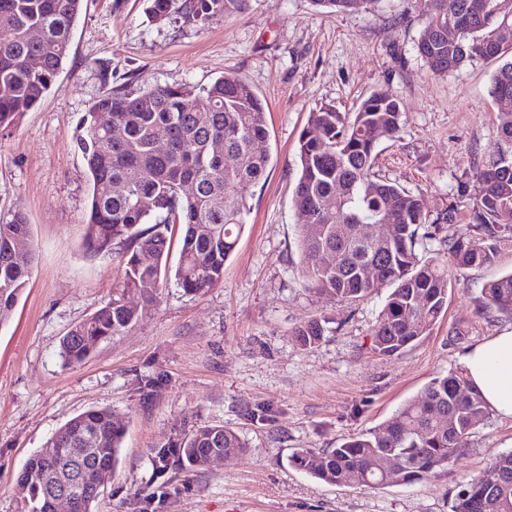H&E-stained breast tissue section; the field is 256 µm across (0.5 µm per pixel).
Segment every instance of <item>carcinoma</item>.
I'll list each match as a JSON object with an SVG mask.
<instances>
[{
  "instance_id": "carcinoma-1",
  "label": "carcinoma",
  "mask_w": 512,
  "mask_h": 512,
  "mask_svg": "<svg viewBox=\"0 0 512 512\" xmlns=\"http://www.w3.org/2000/svg\"><path fill=\"white\" fill-rule=\"evenodd\" d=\"M243 0H149L154 20L181 14L184 23L204 25L241 8ZM379 0H312L328 13L368 10ZM417 53L435 75L477 59L499 60L490 94L499 107L500 143L495 159L474 177L479 194L473 210L478 236L448 239V255L419 258L432 236L420 196L383 180L374 171L377 143L400 131L402 112L391 93L375 91L353 112L333 105L311 112L298 139L299 175L292 206L299 218L300 270L315 290L356 303L388 289L371 331V349L394 356L427 335L448 302V265H490L501 228L512 224V0H434ZM83 0H0V132L16 128L53 85L71 47V29ZM456 29L450 41L439 31ZM36 58L39 65L30 60ZM108 120H101V116ZM265 106L239 74L226 72L207 86L156 85L116 91L94 100L80 119L76 147L92 193L87 203L86 249L124 245L123 276L112 299L62 338L63 365L85 361L109 336L131 328L143 310L125 300L138 295L151 306L172 281L186 294H199L224 276V265L244 230L249 211L245 192L266 176L272 161ZM165 142L168 148L158 151ZM223 144V154L214 144ZM247 164L240 166L237 159ZM103 182L111 192L99 190ZM194 187L190 194L185 187ZM334 206L328 210L327 201ZM362 224H389V235L359 234ZM179 233V258L168 261L170 231ZM148 252L153 262H142ZM36 250L25 214L0 212V323L23 292ZM484 309L512 316V273L484 285ZM326 318L311 319L294 335L303 347L321 343ZM448 416V428L436 423ZM488 418L480 396L458 373L438 375L399 409L397 418L359 433L331 450L301 449L293 463L315 479L343 485L354 473L361 484H388L383 463L395 460L400 484L425 480L466 447L473 430ZM123 423L107 408L89 409L59 427L45 448L26 462L18 480L24 512H54L50 487L82 497V512L96 498L86 492L104 483L120 461ZM226 452H242L245 440L221 424L199 427L175 448L155 451L170 463L204 468L202 449L214 438ZM506 478L498 510L485 508L482 491L491 473ZM463 486L452 512H512V450L493 455L484 472Z\"/></svg>"
}]
</instances>
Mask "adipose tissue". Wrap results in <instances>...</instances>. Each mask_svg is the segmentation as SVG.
<instances>
[{"label": "adipose tissue", "instance_id": "obj_1", "mask_svg": "<svg viewBox=\"0 0 512 512\" xmlns=\"http://www.w3.org/2000/svg\"><path fill=\"white\" fill-rule=\"evenodd\" d=\"M458 363L487 409L512 420V329L468 347Z\"/></svg>", "mask_w": 512, "mask_h": 512}]
</instances>
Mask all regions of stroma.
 Returning <instances> with one entry per match:
<instances>
[{"instance_id": "stroma-1", "label": "stroma", "mask_w": 512, "mask_h": 512, "mask_svg": "<svg viewBox=\"0 0 512 512\" xmlns=\"http://www.w3.org/2000/svg\"><path fill=\"white\" fill-rule=\"evenodd\" d=\"M146 0H84L71 48L41 103L0 135V210L21 209L36 261L10 318L0 324V512H20L17 478L28 457L66 421L110 409L125 425L120 464L95 512H451L459 485L492 455L512 450V420L497 416L437 475L371 488L320 482L291 462L300 448H335L391 420L465 348L512 328L485 312L481 291L512 272V228L494 265L452 270L445 313L397 356L371 348L386 297L336 301L308 286L298 266L291 193L298 137L323 105L354 111L374 91L401 102L397 138L377 145L375 171L422 195L432 219L428 255L474 233V171L495 155L496 61L433 75L416 50L427 0H380L370 11L322 13L311 0H244L202 27L178 15L156 21ZM234 71L264 101L272 164L248 192L250 211L224 276L205 292L163 289L129 330L67 367L59 342L101 308L120 275L122 246L87 253L90 194L75 148L88 105L114 90L206 86ZM452 223H437L446 208ZM326 317L329 336L301 347L293 331ZM221 424L244 452L202 470H159L155 451L194 429Z\"/></svg>"}]
</instances>
